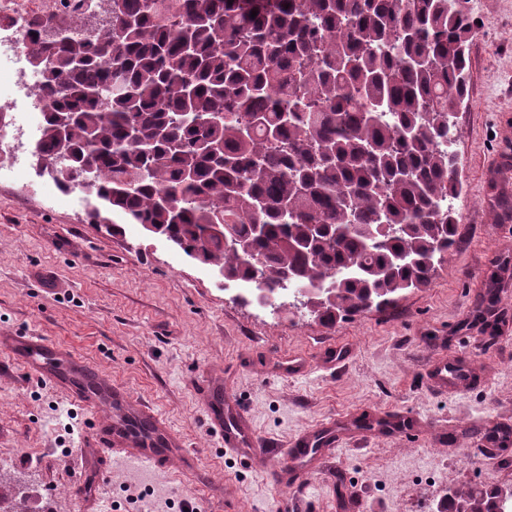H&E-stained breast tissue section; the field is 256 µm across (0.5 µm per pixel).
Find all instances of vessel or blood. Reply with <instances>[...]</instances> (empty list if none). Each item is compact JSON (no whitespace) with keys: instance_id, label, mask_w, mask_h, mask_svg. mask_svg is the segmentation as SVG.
Masks as SVG:
<instances>
[{"instance_id":"obj_1","label":"vessel or blood","mask_w":512,"mask_h":512,"mask_svg":"<svg viewBox=\"0 0 512 512\" xmlns=\"http://www.w3.org/2000/svg\"><path fill=\"white\" fill-rule=\"evenodd\" d=\"M0 348L23 356L32 372L54 378L74 400L96 414L93 428L97 444L111 451L113 463L142 465L152 470L174 463L186 479L197 480V460L178 436L152 409L132 401L83 357L63 347L49 346L36 336H0ZM432 377L435 387L443 390L466 384L470 372L443 361L434 367ZM206 393L208 418L224 446L267 461L268 475L277 485L304 487L315 475L327 447L336 442V429L330 424L305 433L289 450L288 461H279L273 451L262 447L245 413L236 406L225 407L221 385H209Z\"/></svg>"}]
</instances>
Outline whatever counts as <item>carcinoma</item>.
<instances>
[{
	"label": "carcinoma",
	"mask_w": 512,
	"mask_h": 512,
	"mask_svg": "<svg viewBox=\"0 0 512 512\" xmlns=\"http://www.w3.org/2000/svg\"><path fill=\"white\" fill-rule=\"evenodd\" d=\"M448 2L112 0L86 40L73 37L85 19L35 14L37 164L106 203L90 221L117 210L152 225L270 306L287 288L326 324L387 306L427 286L458 235L444 142L475 32ZM212 224L231 225L262 272ZM29 500L0 472V512ZM503 500L512 491L455 490L442 512Z\"/></svg>",
	"instance_id": "1"
}]
</instances>
